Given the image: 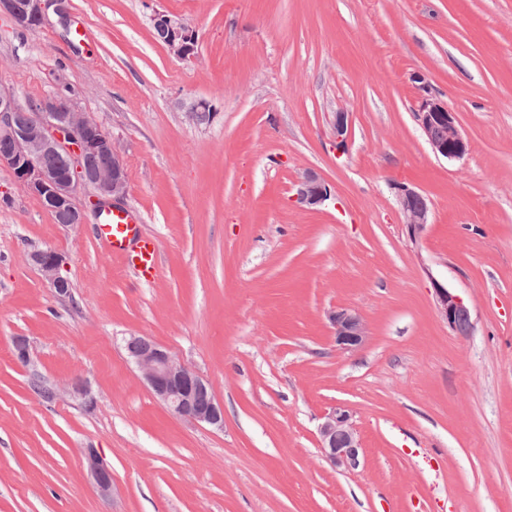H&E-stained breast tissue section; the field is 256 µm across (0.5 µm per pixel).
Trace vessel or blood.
I'll use <instances>...</instances> for the list:
<instances>
[{"label": "vessel or blood", "mask_w": 512, "mask_h": 512, "mask_svg": "<svg viewBox=\"0 0 512 512\" xmlns=\"http://www.w3.org/2000/svg\"><path fill=\"white\" fill-rule=\"evenodd\" d=\"M135 214L124 208H108L99 216L98 240L111 252L123 254L128 267L139 278L153 279L160 267V256L150 238L141 236Z\"/></svg>", "instance_id": "vessel-or-blood-1"}]
</instances>
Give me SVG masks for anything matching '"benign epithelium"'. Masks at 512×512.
Instances as JSON below:
<instances>
[{
	"label": "benign epithelium",
	"instance_id": "obj_1",
	"mask_svg": "<svg viewBox=\"0 0 512 512\" xmlns=\"http://www.w3.org/2000/svg\"><path fill=\"white\" fill-rule=\"evenodd\" d=\"M51 0H26L18 10L16 0H0V13L7 14L20 28L41 25ZM153 26L163 33V44L170 53L186 59L195 53V31L180 16L158 11ZM415 117L432 152L449 161L462 160L469 152V143L462 136L456 114L448 105L430 98H421ZM335 148L345 152L348 145V113H334ZM0 139L9 150L0 154V164L13 173L18 186L37 197L44 208L65 226L84 223L80 194L90 188L95 206L112 207L124 197L127 170L118 142L75 102L57 96L19 104L12 95L0 91ZM66 157L68 172L43 163L47 155ZM97 154L106 164L97 169L85 167V158ZM330 197L323 179L312 171L304 173L296 184L295 203L304 209L316 210ZM397 203L408 235L417 241L428 224L432 211L429 199L422 192L403 185L398 187ZM28 263L41 274L59 300L72 296L70 281L61 274L67 257L51 248L33 249L27 253ZM435 305L448 328L466 335L473 329L470 308L450 288L433 282ZM334 341L342 350H353L364 344L367 327L362 317L347 309L329 316ZM124 349L141 373L154 398L175 415L200 426L224 429V405L214 395L212 386L194 368L172 352L143 336L124 339ZM13 356L29 378L40 388V400L55 402L69 396L87 410L97 405V395L85 381L74 379L65 385L46 381L31 355L30 341L24 336L13 340ZM322 455L335 467L346 469L358 465L361 442L348 406L338 404L324 417L318 429ZM84 466L95 488L103 495L113 489L112 468L94 449L85 452Z\"/></svg>",
	"mask_w": 512,
	"mask_h": 512
}]
</instances>
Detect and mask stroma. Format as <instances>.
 Returning <instances> with one entry per match:
<instances>
[{
	"instance_id": "stroma-1",
	"label": "stroma",
	"mask_w": 512,
	"mask_h": 512,
	"mask_svg": "<svg viewBox=\"0 0 512 512\" xmlns=\"http://www.w3.org/2000/svg\"><path fill=\"white\" fill-rule=\"evenodd\" d=\"M65 6L31 30L0 15V89L23 105L70 86L119 143L121 205L161 263L141 280L95 238L94 211L57 224L0 164V512H512V0ZM157 11L195 30L193 57L155 38ZM425 90L456 113L464 159L432 152ZM200 98L216 112L196 125L181 106ZM309 170L331 191L315 211L293 200ZM398 183L432 203L419 241ZM45 247L66 255L72 300L28 264ZM435 279L470 306L469 335L439 317ZM339 308L366 324L358 350L334 343ZM131 334L210 381L223 430L157 402ZM18 335L46 379L86 380L97 406L37 399ZM338 404L362 443L350 469L319 450ZM84 466L95 488L107 495L113 489L112 468L105 459L94 449L89 448L85 452Z\"/></svg>"
}]
</instances>
